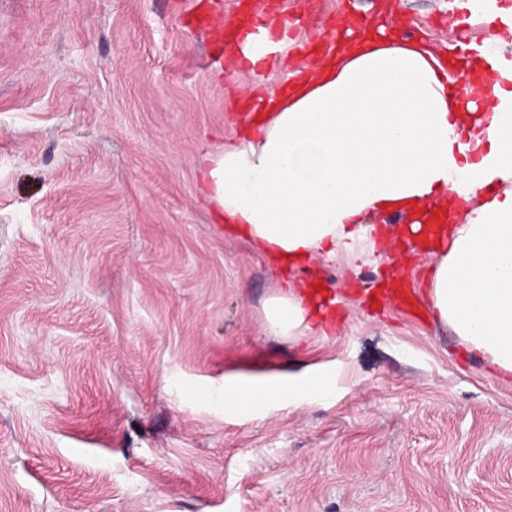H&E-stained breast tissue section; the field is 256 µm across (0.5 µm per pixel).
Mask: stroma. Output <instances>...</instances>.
Returning <instances> with one entry per match:
<instances>
[{
	"mask_svg": "<svg viewBox=\"0 0 512 512\" xmlns=\"http://www.w3.org/2000/svg\"><path fill=\"white\" fill-rule=\"evenodd\" d=\"M296 44L376 0H318ZM458 0H401L438 50ZM199 0H0V512H512V380L383 263L314 260L334 339L273 335L282 277L198 192L253 85ZM322 378L238 407L233 385Z\"/></svg>",
	"mask_w": 512,
	"mask_h": 512,
	"instance_id": "obj_1",
	"label": "stroma"
}]
</instances>
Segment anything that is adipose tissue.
<instances>
[{"instance_id":"ef3b65f1","label":"adipose tissue","mask_w":512,"mask_h":512,"mask_svg":"<svg viewBox=\"0 0 512 512\" xmlns=\"http://www.w3.org/2000/svg\"><path fill=\"white\" fill-rule=\"evenodd\" d=\"M325 36L328 51L302 65L278 17L233 41L254 69L279 61L286 84L260 92L239 142L213 154L203 182L216 222L287 270L313 256L367 263L393 233L370 218L404 215L394 233L440 254L424 292L435 321L512 375V113L448 90L462 73L485 97L511 96L502 70L383 21L360 30L345 15ZM263 314L275 335L322 341L336 316L289 282Z\"/></svg>"}]
</instances>
